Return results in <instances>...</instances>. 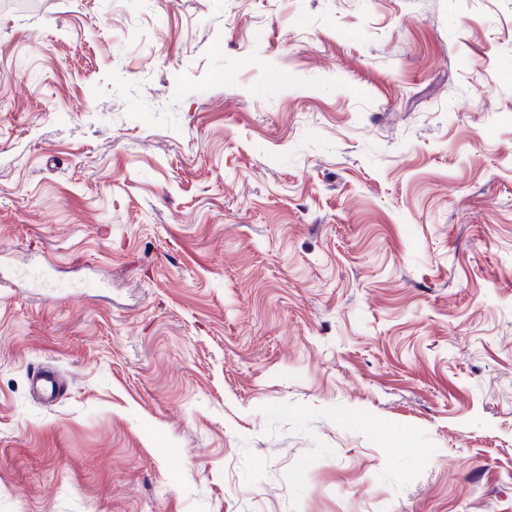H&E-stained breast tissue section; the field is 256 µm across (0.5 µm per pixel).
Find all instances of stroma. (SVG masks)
I'll return each instance as SVG.
<instances>
[{
    "label": "stroma",
    "instance_id": "stroma-1",
    "mask_svg": "<svg viewBox=\"0 0 512 512\" xmlns=\"http://www.w3.org/2000/svg\"><path fill=\"white\" fill-rule=\"evenodd\" d=\"M0 512H512V0H0ZM30 389L46 402H57L64 393V386L54 370L37 368L30 376Z\"/></svg>",
    "mask_w": 512,
    "mask_h": 512
}]
</instances>
